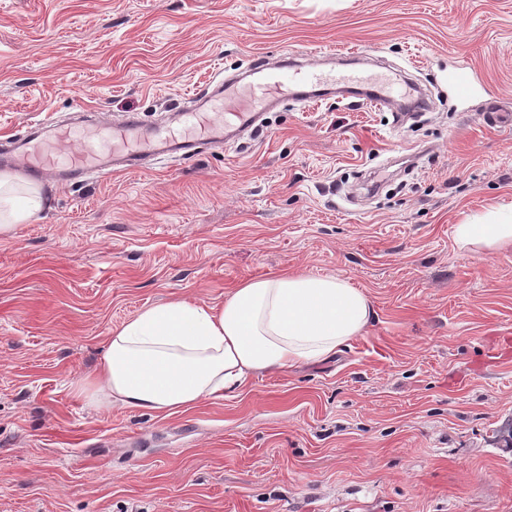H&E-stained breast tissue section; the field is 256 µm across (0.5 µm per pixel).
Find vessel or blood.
Segmentation results:
<instances>
[{
    "instance_id": "b4317fda",
    "label": "vessel or blood",
    "mask_w": 512,
    "mask_h": 512,
    "mask_svg": "<svg viewBox=\"0 0 512 512\" xmlns=\"http://www.w3.org/2000/svg\"><path fill=\"white\" fill-rule=\"evenodd\" d=\"M248 70L249 84L227 76L194 93L165 128L143 132L136 113L126 115L118 124L83 130L77 138L62 128L39 125L17 137L10 155L0 154V164L19 167L32 177L56 170L65 180L77 181L101 170L99 154L109 142L114 145L109 155L113 167L133 170L150 156L185 158L196 155L203 146L233 142L239 133L261 122L264 109L287 99L299 103L321 99L334 87L345 88L350 99L377 103L385 98L377 83L347 75L326 77L316 67L288 56L275 65L253 60ZM448 82L463 99L477 91L474 74L462 68L450 71Z\"/></svg>"
}]
</instances>
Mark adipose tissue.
I'll use <instances>...</instances> for the list:
<instances>
[{"label":"adipose tissue","mask_w":512,"mask_h":512,"mask_svg":"<svg viewBox=\"0 0 512 512\" xmlns=\"http://www.w3.org/2000/svg\"><path fill=\"white\" fill-rule=\"evenodd\" d=\"M41 183L0 171V235L42 211ZM459 247L512 245V224H458ZM367 295L333 275L254 279L214 307L180 300L150 306L107 338L98 370L76 391L93 406L164 418L246 388L262 375L314 365L358 337Z\"/></svg>","instance_id":"adipose-tissue-1"}]
</instances>
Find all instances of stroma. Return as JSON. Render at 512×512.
I'll use <instances>...</instances> for the list:
<instances>
[{
  "label": "stroma",
  "mask_w": 512,
  "mask_h": 512,
  "mask_svg": "<svg viewBox=\"0 0 512 512\" xmlns=\"http://www.w3.org/2000/svg\"><path fill=\"white\" fill-rule=\"evenodd\" d=\"M352 47L432 87L265 112L234 143L79 184L0 235V512H512V0H0V147L40 122L165 124L218 73ZM477 75L470 100L448 71ZM334 275L373 314L314 367L155 419L77 396L116 325L239 283ZM454 235L460 248H498L512 245V224H458L454 227Z\"/></svg>",
  "instance_id": "stroma-1"
}]
</instances>
